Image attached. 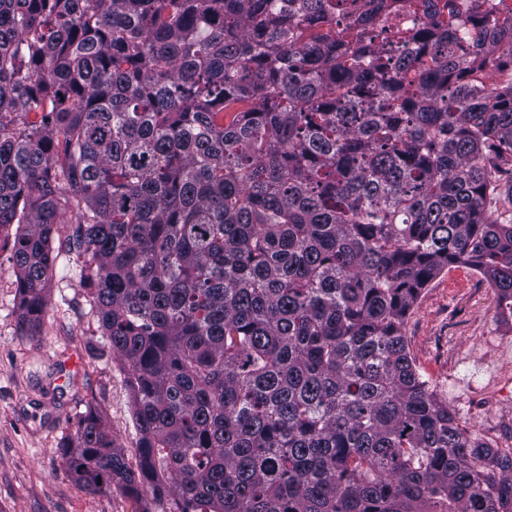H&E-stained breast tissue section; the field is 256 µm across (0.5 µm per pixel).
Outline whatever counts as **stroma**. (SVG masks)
<instances>
[{
	"label": "stroma",
	"instance_id": "obj_1",
	"mask_svg": "<svg viewBox=\"0 0 512 512\" xmlns=\"http://www.w3.org/2000/svg\"><path fill=\"white\" fill-rule=\"evenodd\" d=\"M75 227L54 228L58 253L39 335L19 315L13 229L0 232V512H161L150 497L97 493L67 474L60 444L76 415L96 409L129 463L139 434L124 365L97 317L90 290L66 279L79 264ZM402 332L419 373L473 436L512 448V322L496 310L489 282L460 266L437 276Z\"/></svg>",
	"mask_w": 512,
	"mask_h": 512
}]
</instances>
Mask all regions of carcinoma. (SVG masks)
<instances>
[{"label": "carcinoma", "instance_id": "obj_1", "mask_svg": "<svg viewBox=\"0 0 512 512\" xmlns=\"http://www.w3.org/2000/svg\"><path fill=\"white\" fill-rule=\"evenodd\" d=\"M369 0H0V230L38 327L70 214L139 467L80 415L66 471L161 512H512L402 323L465 265L512 319V15ZM385 3L388 8L384 17L397 27L411 30L426 21L421 12H415L412 3L407 0H386Z\"/></svg>", "mask_w": 512, "mask_h": 512}]
</instances>
